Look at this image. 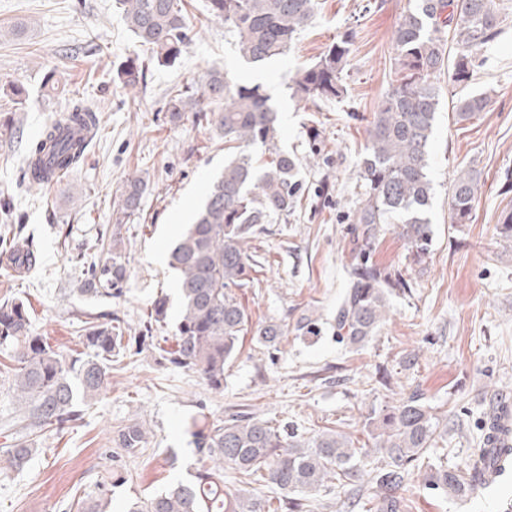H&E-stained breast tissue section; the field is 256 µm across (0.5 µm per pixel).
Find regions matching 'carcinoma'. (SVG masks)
I'll list each match as a JSON object with an SVG mask.
<instances>
[{
	"instance_id": "1",
	"label": "carcinoma",
	"mask_w": 512,
	"mask_h": 512,
	"mask_svg": "<svg viewBox=\"0 0 512 512\" xmlns=\"http://www.w3.org/2000/svg\"><path fill=\"white\" fill-rule=\"evenodd\" d=\"M185 2L117 0L129 31L151 49L150 60L136 56L118 66L117 78L124 88L145 90L150 65L172 66L180 58L188 37ZM206 10L234 34L245 61L262 63L288 54L296 36L312 23L317 3L206 0ZM500 24L496 0H409L397 24L393 34L397 84L385 94L366 129L359 169L364 193L353 213L361 249L336 307V339L348 347L361 346L377 335L387 321L391 295L411 289L401 271L376 265L367 256L383 225H396L414 262H421L429 250L427 213L433 187L428 168L439 106L436 80L447 66L455 82H469L476 67L475 49L493 41ZM353 37L352 32L342 35L313 65L298 70L292 96L310 103L340 98ZM450 47L455 53L447 52ZM485 106V96L466 95L453 107L454 120L469 121ZM166 111L173 120L194 113L224 138L229 152L223 172L206 188L194 223L170 253V266L177 272L180 316L175 348L167 352V360L199 373L210 389L220 392L225 365L239 353L246 333L273 349L286 335L287 326L276 321L250 328L236 291L250 283L251 256L244 249L248 235L288 218L295 207L300 161L278 147L277 112L258 85L235 83L213 71L199 91L185 90L171 97ZM98 112V106L82 97L67 98L28 153L29 186L43 188L57 171L72 169L83 160L100 132ZM257 145L269 152V159L254 157L250 148ZM479 183L473 170L456 175L448 201L450 223H468ZM146 188L145 177L128 175L113 209L115 224L126 223L139 210ZM120 244L117 231L111 242L100 239L92 245L94 259L80 293L104 299L122 295L127 267ZM9 246L15 265H35L37 249L30 238L15 233ZM167 310V299L156 300L144 320L145 334L128 338L123 322L111 313L83 321L79 333L90 353L70 359L35 331L23 302L0 301V352L17 363L11 369L9 389L17 403L18 427L13 443L0 449V464L23 470L35 452L31 433L53 426L62 429L81 420L80 404L101 395L112 364L153 341V325L165 321ZM369 424L382 454L373 467L369 450L353 447L341 434L322 431L304 436L241 410L195 433L201 467L159 492L128 500L124 512H312L309 498L329 488L333 480L341 489L357 483L356 489L336 497V512H354L365 506L361 484L365 475L370 476L375 512H402L408 476L421 468L425 488L461 499L485 482L484 447L466 472L424 463L436 447L440 417L422 394L414 391L374 412ZM146 441L147 432L136 421L120 427L114 438L127 456L139 454ZM226 467L243 487L234 491L226 487ZM126 480L115 471L96 482L82 512H112L115 489ZM261 483L273 489V496L255 494L254 485Z\"/></svg>"
}]
</instances>
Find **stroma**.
<instances>
[{"mask_svg":"<svg viewBox=\"0 0 512 512\" xmlns=\"http://www.w3.org/2000/svg\"><path fill=\"white\" fill-rule=\"evenodd\" d=\"M206 0H188L190 41L171 67H156L146 91L121 87L118 64L141 47L114 0H0V227L22 226L40 260L18 273L0 243V297L29 306L35 330L65 354L82 356L83 319L113 309L131 335L159 297L169 300L166 326L156 344L113 367L104 393L83 408L81 420L47 429L37 453L20 472L0 470V512H77V503L113 466L128 474L117 488L114 512L200 467L192 432L245 409L301 434L332 429L357 448H374L366 426L372 409L412 392L438 407L447 431L430 455L465 467L481 445L495 397H512V242L496 226L512 211V0H500L502 23L494 42L478 48L477 71L461 85L448 73L437 79L439 106L429 157L433 194L432 242L422 263L393 225H386L371 259L408 271V295L392 297L389 318L364 348L336 340V304L359 251L352 214L364 191L358 176L366 128L397 79L393 31L408 0H318L312 24L288 54L261 65L240 58L223 23L210 20ZM354 31L345 95L316 105L293 98L288 83L326 48ZM70 92L99 108L101 131L85 159L61 181L38 191L23 180L25 157L61 99L49 96V70ZM219 70L235 82L261 85L278 112L280 147L301 161L300 192L287 219L266 225L245 247L255 264L252 283L238 296L251 324L274 320L289 330L270 353L244 340L224 372V390H211L196 372L175 367L163 349L174 345L180 304L169 255L204 202L208 181L224 168V140L192 113L171 120L166 103L181 87L200 88ZM26 91L16 105L13 85ZM467 94L487 96L483 112L455 122L452 106ZM476 170L481 188L469 223L448 222V190L458 172ZM149 181L140 210L121 229L128 269L125 292L112 300L80 294L84 277L76 254L111 236L113 200L130 173ZM310 315L319 339L302 337L300 317ZM415 354L407 364V354ZM388 372L389 385L380 382ZM137 420L150 435L137 457L115 454L116 430ZM404 512H512V466L463 499L427 490L421 472L406 483Z\"/></svg>","mask_w":512,"mask_h":512,"instance_id":"35a3bbf8","label":"stroma"}]
</instances>
